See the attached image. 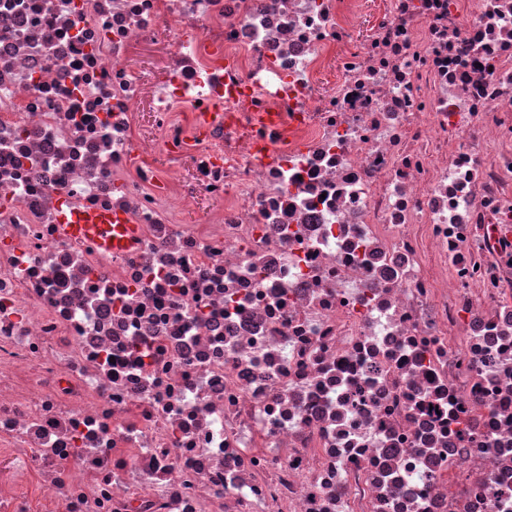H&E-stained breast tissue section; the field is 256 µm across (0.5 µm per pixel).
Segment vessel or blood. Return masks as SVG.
Returning a JSON list of instances; mask_svg holds the SVG:
<instances>
[{
	"mask_svg": "<svg viewBox=\"0 0 512 512\" xmlns=\"http://www.w3.org/2000/svg\"><path fill=\"white\" fill-rule=\"evenodd\" d=\"M62 231L103 250L129 248L138 236L137 225L121 215L98 210L79 211L62 206L58 215Z\"/></svg>",
	"mask_w": 512,
	"mask_h": 512,
	"instance_id": "obj_1",
	"label": "vessel or blood"
}]
</instances>
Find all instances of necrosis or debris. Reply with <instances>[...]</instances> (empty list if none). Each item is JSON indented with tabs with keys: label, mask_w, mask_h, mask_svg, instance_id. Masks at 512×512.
<instances>
[{
	"label": "necrosis or debris",
	"mask_w": 512,
	"mask_h": 512,
	"mask_svg": "<svg viewBox=\"0 0 512 512\" xmlns=\"http://www.w3.org/2000/svg\"><path fill=\"white\" fill-rule=\"evenodd\" d=\"M0 512H512V0H0ZM58 221L69 237L88 241L106 251H112V247L127 249L138 236L136 224H128L124 216L112 214V211H79L63 205Z\"/></svg>",
	"instance_id": "4bbe7bcc"
}]
</instances>
